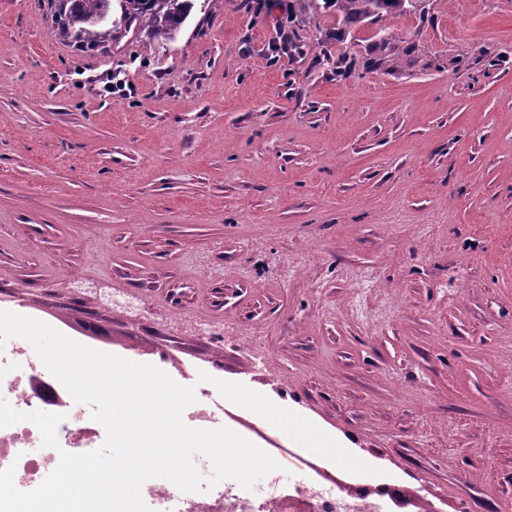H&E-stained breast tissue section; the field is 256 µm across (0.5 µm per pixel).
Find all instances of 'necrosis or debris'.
<instances>
[{"instance_id": "necrosis-or-debris-1", "label": "necrosis or debris", "mask_w": 512, "mask_h": 512, "mask_svg": "<svg viewBox=\"0 0 512 512\" xmlns=\"http://www.w3.org/2000/svg\"><path fill=\"white\" fill-rule=\"evenodd\" d=\"M0 396L22 412L41 410L65 416L57 429L55 449L42 447L32 423L0 428V469L15 466L19 490L38 487L58 466L61 452L81 454L102 444L104 428L46 372L22 339L0 346ZM269 484V491L254 492L225 480L205 493H185L168 480L153 478L144 483L142 495L152 512H388L390 507L384 493L352 490L327 478L285 482L275 471L269 475Z\"/></svg>"}]
</instances>
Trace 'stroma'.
Here are the masks:
<instances>
[{"label":"stroma","instance_id":"1","mask_svg":"<svg viewBox=\"0 0 512 512\" xmlns=\"http://www.w3.org/2000/svg\"><path fill=\"white\" fill-rule=\"evenodd\" d=\"M59 3L0 0V310L183 385L204 371L266 395L381 470L312 455L345 483L499 512L512 0L350 25L289 18V0H192L170 40L116 26L113 0L89 47L56 36ZM79 278L150 312L132 320ZM385 301L399 314L374 319ZM174 313L262 337L266 369L245 340L182 333ZM224 425L293 445L230 403Z\"/></svg>","mask_w":512,"mask_h":512}]
</instances>
